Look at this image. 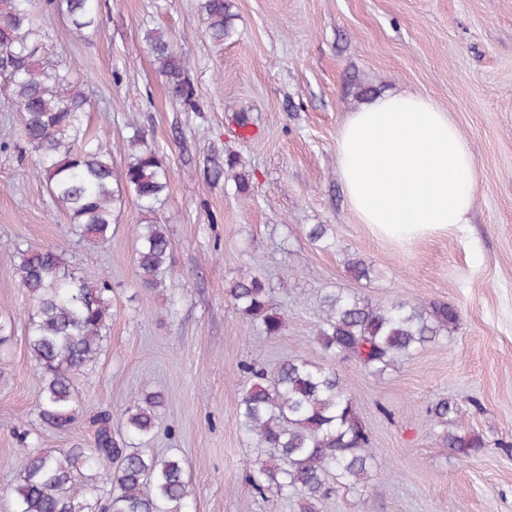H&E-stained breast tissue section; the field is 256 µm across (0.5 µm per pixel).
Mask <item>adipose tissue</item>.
Listing matches in <instances>:
<instances>
[{"label": "adipose tissue", "instance_id": "ef3b65f1", "mask_svg": "<svg viewBox=\"0 0 512 512\" xmlns=\"http://www.w3.org/2000/svg\"><path fill=\"white\" fill-rule=\"evenodd\" d=\"M351 208L377 234L399 241L465 224L475 157L447 112L410 91L352 112L337 143Z\"/></svg>", "mask_w": 512, "mask_h": 512}]
</instances>
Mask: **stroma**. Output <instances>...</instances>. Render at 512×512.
<instances>
[{
  "instance_id": "1",
  "label": "stroma",
  "mask_w": 512,
  "mask_h": 512,
  "mask_svg": "<svg viewBox=\"0 0 512 512\" xmlns=\"http://www.w3.org/2000/svg\"><path fill=\"white\" fill-rule=\"evenodd\" d=\"M232 34L213 42L200 0H96L99 28L77 33L38 8L42 51L76 65L87 133L114 169L142 127L170 172L157 216L174 244L163 288L135 269L142 213L125 200L108 241L83 240L53 205L21 139L0 75V512L29 453L88 448L95 422L123 413L146 390L166 394L153 452L185 464L190 512H304L300 495L254 493L257 454L236 425L246 365L272 370L303 354L347 379L375 449L371 478L337 488L314 512H512V0H226ZM163 31L193 86L197 111L169 95L145 34ZM403 90L447 112L476 161L468 223L399 242L353 213L336 141L349 114ZM241 163L220 181L211 156ZM326 228L311 242V225ZM65 252L71 271L112 292L103 354L76 376L80 414L65 431L40 424L43 380L25 341L33 300L12 243ZM371 267L354 279L349 260ZM262 276L285 327L266 336L226 294L244 273ZM343 290L385 305L448 302L453 335L374 376L327 356L315 340L323 293ZM441 399L463 415L440 426ZM462 428L486 446L463 458L443 441ZM30 432L22 441V432Z\"/></svg>"
}]
</instances>
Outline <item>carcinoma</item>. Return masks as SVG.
<instances>
[{"instance_id": "obj_1", "label": "carcinoma", "mask_w": 512, "mask_h": 512, "mask_svg": "<svg viewBox=\"0 0 512 512\" xmlns=\"http://www.w3.org/2000/svg\"><path fill=\"white\" fill-rule=\"evenodd\" d=\"M46 3L77 31L96 26L92 0ZM201 11L210 38L224 41L231 31L224 0H203ZM145 41L172 98L195 111L194 88L167 35L150 30ZM0 70L8 75L21 138L38 158L36 173L68 214L72 232L109 240L115 210L132 197L145 215L136 235L139 281L145 288L163 287L173 243L157 221L156 205L170 175L145 132L131 126L129 161L115 172L109 149L83 129L86 96L75 68L42 54L34 0H0ZM14 253L19 283L35 301L26 340L44 380L38 417L64 430L79 411L71 375L86 370L104 348L111 288L105 279L88 281L70 273L62 251L18 244ZM227 295L240 312L260 322L265 335H280L283 317L260 276L239 277ZM320 305L317 343L330 356L352 358L374 375L451 334L459 320L450 303L396 300L382 306L342 290L323 294ZM239 395L237 425L258 447L249 468L258 493L273 490L316 500L328 492L331 479L355 488L371 477L375 452L370 434L351 387L330 366L299 354L283 360L270 375L249 367ZM165 403L160 391L142 394L124 413L121 441L112 437L105 415L98 420L94 447L29 455L10 488L12 512H189L181 461L146 448ZM431 412L445 425L462 409L440 401ZM445 441L465 458L485 446L481 436L468 431L449 432ZM114 460L119 461L115 472L110 469Z\"/></svg>"}]
</instances>
